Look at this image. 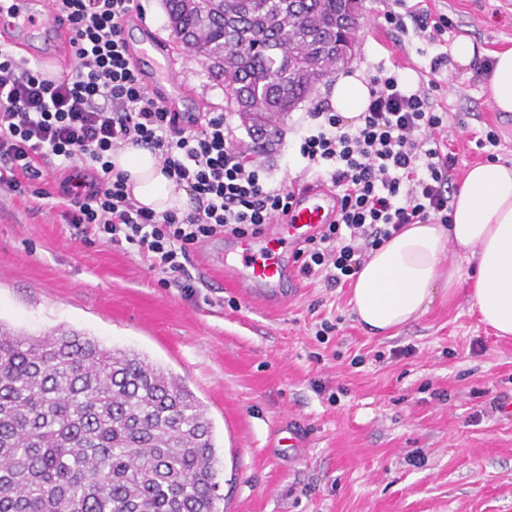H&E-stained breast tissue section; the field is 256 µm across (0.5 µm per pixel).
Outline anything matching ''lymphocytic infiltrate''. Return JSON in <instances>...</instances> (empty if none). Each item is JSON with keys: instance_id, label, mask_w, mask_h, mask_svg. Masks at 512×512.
Returning <instances> with one entry per match:
<instances>
[{"instance_id": "1", "label": "lymphocytic infiltrate", "mask_w": 512, "mask_h": 512, "mask_svg": "<svg viewBox=\"0 0 512 512\" xmlns=\"http://www.w3.org/2000/svg\"><path fill=\"white\" fill-rule=\"evenodd\" d=\"M392 2L383 18L396 32L412 30L432 44L451 25L447 15ZM51 8L72 34L73 64L64 76L45 77L0 41V185L44 200L48 191L36 185L44 166L92 170L91 182L74 178L63 194L66 223L134 247L163 286L192 291L191 249L220 233L264 234L287 213L293 189L272 182L237 147L223 111L181 116L141 84L123 42L125 23L142 14L140 0H51ZM310 117L299 154L306 171L326 169L338 212L296 251L304 278L346 284L405 225L447 223L458 159L441 145L448 116L425 83L406 88L381 68L357 123L322 105ZM130 145L154 151L164 173L190 189L189 212L139 206L110 161Z\"/></svg>"}]
</instances>
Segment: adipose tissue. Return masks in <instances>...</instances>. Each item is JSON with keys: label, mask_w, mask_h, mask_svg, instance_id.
Wrapping results in <instances>:
<instances>
[{"label": "adipose tissue", "mask_w": 512, "mask_h": 512, "mask_svg": "<svg viewBox=\"0 0 512 512\" xmlns=\"http://www.w3.org/2000/svg\"><path fill=\"white\" fill-rule=\"evenodd\" d=\"M453 63L469 68L482 57L491 62L485 76L495 110L512 112V47L486 52L469 38L450 48ZM369 81L358 73L340 78L331 104L346 120L357 121L369 101ZM116 170L141 206L161 213L184 212L185 186L162 171L151 150L128 146L112 155ZM446 224H409L372 251L356 276L351 303L371 333L402 328L424 315L438 296L469 279V303L497 336L512 338V165L488 161L470 167L457 187ZM468 251L475 269L445 264L449 245Z\"/></svg>", "instance_id": "ef3b65f1"}]
</instances>
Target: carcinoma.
<instances>
[{
  "instance_id": "cac0c4a2",
  "label": "carcinoma",
  "mask_w": 512,
  "mask_h": 512,
  "mask_svg": "<svg viewBox=\"0 0 512 512\" xmlns=\"http://www.w3.org/2000/svg\"><path fill=\"white\" fill-rule=\"evenodd\" d=\"M362 0H165L250 131L351 58ZM214 426L183 381L64 327L0 322V512H224Z\"/></svg>"
}]
</instances>
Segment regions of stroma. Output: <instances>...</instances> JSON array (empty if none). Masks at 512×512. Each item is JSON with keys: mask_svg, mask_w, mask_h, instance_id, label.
<instances>
[{"mask_svg": "<svg viewBox=\"0 0 512 512\" xmlns=\"http://www.w3.org/2000/svg\"><path fill=\"white\" fill-rule=\"evenodd\" d=\"M425 2L452 22L435 44L386 27V0H363L352 58L266 147L227 110L223 80L201 60L184 49L177 67L189 93L226 109L277 183L300 178L299 136L337 78H370L380 65L435 79L456 179L492 158L512 163V116L496 114L481 77L430 70L462 35L490 51L511 47L512 0ZM490 130L498 146L476 148ZM230 245L218 235L191 253L187 295L161 285L137 253L78 233L61 208L0 186V320L31 335L76 329L180 376L214 425L224 512H512V340L470 312L466 287L396 335L373 336L347 286L299 279L279 310L237 299L213 268ZM324 320L336 329L321 341ZM292 423L302 427L297 448L286 441Z\"/></svg>", "mask_w": 512, "mask_h": 512, "instance_id": "35a3bbf8", "label": "stroma"}]
</instances>
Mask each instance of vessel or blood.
<instances>
[{
  "mask_svg": "<svg viewBox=\"0 0 512 512\" xmlns=\"http://www.w3.org/2000/svg\"><path fill=\"white\" fill-rule=\"evenodd\" d=\"M0 29L7 31L10 42L19 46L35 32L50 38L51 51L37 58L43 65L68 57L73 50L64 23L48 15L44 0H11L9 7L0 10ZM127 51L133 59L149 60V67L138 71L141 82L167 111H176L183 86L175 69V43L146 30L139 40L128 42ZM332 210V192L325 185L311 183L296 190L290 213L278 220V233L262 240L249 236L238 239L239 259L224 260L225 273L248 300L268 305L286 303L280 287L289 270L281 248L286 243L300 247L320 225L331 221Z\"/></svg>",
  "mask_w": 512,
  "mask_h": 512,
  "instance_id": "1",
  "label": "vessel or blood"
}]
</instances>
